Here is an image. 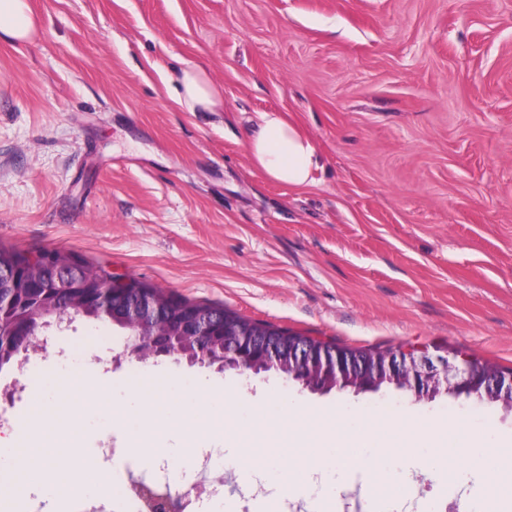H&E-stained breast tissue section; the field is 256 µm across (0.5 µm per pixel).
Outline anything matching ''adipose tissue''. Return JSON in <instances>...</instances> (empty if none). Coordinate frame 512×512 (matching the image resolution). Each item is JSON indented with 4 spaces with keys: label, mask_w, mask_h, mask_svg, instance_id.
<instances>
[{
    "label": "adipose tissue",
    "mask_w": 512,
    "mask_h": 512,
    "mask_svg": "<svg viewBox=\"0 0 512 512\" xmlns=\"http://www.w3.org/2000/svg\"><path fill=\"white\" fill-rule=\"evenodd\" d=\"M39 20L30 0H0V42L25 43L38 33ZM173 102L186 112H220L224 89L200 64L182 67ZM252 162L269 179L295 189L313 185L320 156L312 137L293 119L277 111L256 113L248 140Z\"/></svg>",
    "instance_id": "obj_1"
}]
</instances>
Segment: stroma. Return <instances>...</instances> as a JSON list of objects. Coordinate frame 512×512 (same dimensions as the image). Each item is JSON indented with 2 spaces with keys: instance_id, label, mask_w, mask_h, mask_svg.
Instances as JSON below:
<instances>
[{
  "instance_id": "obj_1",
  "label": "stroma",
  "mask_w": 512,
  "mask_h": 512,
  "mask_svg": "<svg viewBox=\"0 0 512 512\" xmlns=\"http://www.w3.org/2000/svg\"><path fill=\"white\" fill-rule=\"evenodd\" d=\"M40 30L0 44V246L76 254L118 277L323 340L468 353L512 367V0H32ZM224 87L220 112L170 97L181 64ZM290 115L322 156L304 190L268 181L247 150L255 113ZM127 333L76 319L27 370L0 367L10 423L52 427L64 392L106 399L156 374L318 410H397L466 420L512 438V412L476 398L417 401L312 391L272 372L125 355ZM82 443L118 483L150 480L119 454L110 414L79 417ZM195 512H257L276 475L242 491L223 449ZM390 475L378 500L349 480L361 512H471L490 475L463 454ZM0 512H119L88 488L62 501L34 486Z\"/></svg>"
}]
</instances>
